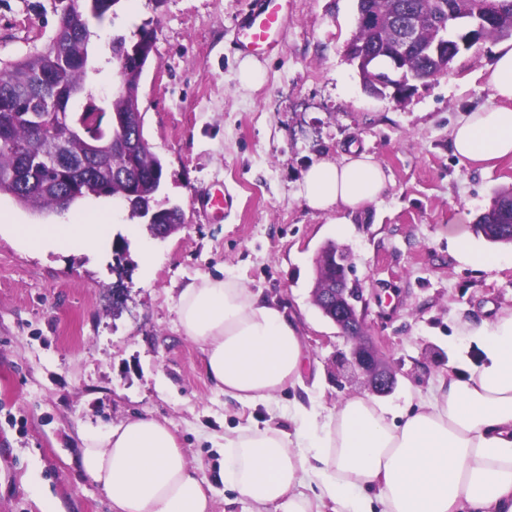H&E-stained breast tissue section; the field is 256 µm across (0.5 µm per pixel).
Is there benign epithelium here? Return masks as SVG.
I'll use <instances>...</instances> for the list:
<instances>
[{"mask_svg":"<svg viewBox=\"0 0 512 512\" xmlns=\"http://www.w3.org/2000/svg\"><path fill=\"white\" fill-rule=\"evenodd\" d=\"M488 23L487 15L458 16L454 18V24L457 31L461 33L460 37L448 38V28L445 27L438 40L422 46L417 41L412 16L407 14L397 22V39L390 51L393 66H398L407 54L418 52L436 62L437 70L432 77L445 74L461 50H467L481 41L480 33ZM396 80L397 83L388 86L393 89L392 97L399 101H407L417 90V83L425 81V78L401 71ZM388 87L381 84L377 90L368 87L366 91L379 96ZM334 257L337 270L336 286L313 288V301L318 306L330 300L336 302V319L333 323L343 336L352 340L346 363L353 371L363 376V384L370 392L378 395L388 394L395 385V377L393 372L381 362L379 351L374 343L365 338V313L368 302L364 296V288L349 278L352 272L349 252L338 247Z\"/></svg>","mask_w":512,"mask_h":512,"instance_id":"1","label":"benign epithelium"}]
</instances>
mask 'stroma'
Listing matches in <instances>:
<instances>
[{
    "mask_svg": "<svg viewBox=\"0 0 512 512\" xmlns=\"http://www.w3.org/2000/svg\"><path fill=\"white\" fill-rule=\"evenodd\" d=\"M255 0H120L104 21H90L96 104L119 84L111 59L115 35L154 30L139 108L144 136L164 164L159 202L181 206L182 227L152 237L145 224L112 205V235L126 248L28 251L0 237V512H112L105 493L82 474L80 430L137 415L166 422L190 461L202 462L214 512H248L222 478L225 431L264 420L224 398L206 370L201 342L185 336L177 299L195 277L232 273L285 310L308 356L314 395L325 409L365 395L342 370L349 350L312 301L315 259L328 243L351 251L369 300L366 322L397 384L384 396L404 404L425 393L450 363L478 361L466 325L512 311V246L493 244L474 226L497 191L512 189V158L487 172L461 164L450 147L453 124L490 102L481 73L500 42L461 51L448 74L419 86L408 103L364 91L345 46L356 28L357 0H290L280 51L263 60L261 83L239 80L243 60L234 22ZM51 0H0V59L43 45ZM355 144L390 177L376 203L337 229L336 212L308 208L298 195L314 162L339 159ZM222 188L234 198L226 218L195 200ZM89 199L68 210L33 212L0 196V215L18 224H68ZM464 236L501 255L482 269L461 262L448 240ZM155 262L143 271L141 258Z\"/></svg>",
    "mask_w": 512,
    "mask_h": 512,
    "instance_id": "1",
    "label": "stroma"
}]
</instances>
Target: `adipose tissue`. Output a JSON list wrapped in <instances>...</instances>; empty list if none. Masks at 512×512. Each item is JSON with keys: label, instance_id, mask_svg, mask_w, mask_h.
<instances>
[{"label": "adipose tissue", "instance_id": "ef3b65f1", "mask_svg": "<svg viewBox=\"0 0 512 512\" xmlns=\"http://www.w3.org/2000/svg\"><path fill=\"white\" fill-rule=\"evenodd\" d=\"M493 104L475 107L451 133L452 151L480 169L512 156V47L488 68ZM373 154L306 171L299 195L318 211L354 214L387 188ZM110 208L77 224H3L32 251L95 246L112 230ZM183 334L202 342L215 387L267 420L224 437V481L251 512H512V314L473 328L480 363L439 376L428 395L395 408L352 396L333 411L284 407L303 387L305 354L286 314L239 280L203 276L177 301ZM79 466L114 512H213L202 465L189 461L167 423L136 417L82 434Z\"/></svg>", "mask_w": 512, "mask_h": 512}]
</instances>
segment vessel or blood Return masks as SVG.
<instances>
[{"label": "vessel or blood", "mask_w": 512, "mask_h": 512, "mask_svg": "<svg viewBox=\"0 0 512 512\" xmlns=\"http://www.w3.org/2000/svg\"><path fill=\"white\" fill-rule=\"evenodd\" d=\"M289 0H257L254 8L235 22L236 46L241 54L264 58L277 52L288 24ZM200 209L215 216L227 214L232 197L221 190L198 200Z\"/></svg>", "instance_id": "obj_1"}]
</instances>
